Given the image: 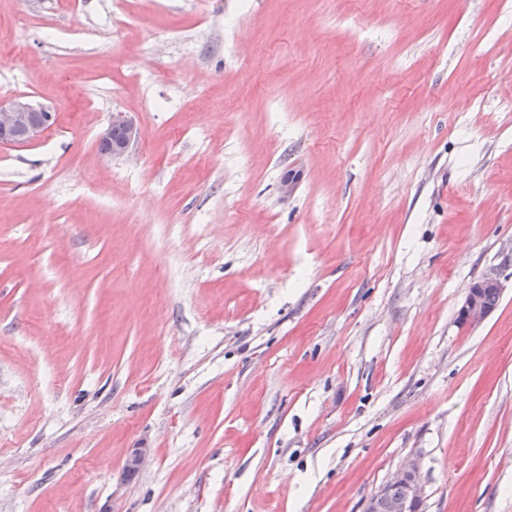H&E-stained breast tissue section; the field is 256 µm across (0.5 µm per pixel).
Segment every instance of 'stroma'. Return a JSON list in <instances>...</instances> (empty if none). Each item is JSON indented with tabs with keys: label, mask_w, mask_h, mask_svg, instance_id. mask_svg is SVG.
I'll use <instances>...</instances> for the list:
<instances>
[{
	"label": "stroma",
	"mask_w": 512,
	"mask_h": 512,
	"mask_svg": "<svg viewBox=\"0 0 512 512\" xmlns=\"http://www.w3.org/2000/svg\"><path fill=\"white\" fill-rule=\"evenodd\" d=\"M15 98L0 512H512L507 0H0ZM54 114L16 98L0 102V144L24 145L38 140L52 125ZM117 126H120L126 130L125 140L124 130ZM139 135V129L132 122V120L128 119L122 112L113 113L112 121L108 124L107 127L103 128L99 133V139L101 141H110L112 139V142L99 143V150L101 152H105L112 149V151L108 153H102L103 156L112 160L125 157L128 155L131 146L138 140ZM113 144L120 145L113 146ZM503 285L497 275L487 274L468 287L459 311V321L463 325L472 326L484 321L494 310L483 301V294L487 290H496L497 293H488L486 303L496 307L502 296ZM401 486V487H393ZM392 487V488H391ZM390 488L388 493L387 490ZM404 489V495H403ZM379 499L374 505L375 512H394L393 504L403 495L397 505L395 512H419L423 501V486L419 478V463L416 459H408L393 472L389 480L374 494L370 499L364 512H373L372 504L375 499Z\"/></svg>",
	"instance_id": "1"
}]
</instances>
